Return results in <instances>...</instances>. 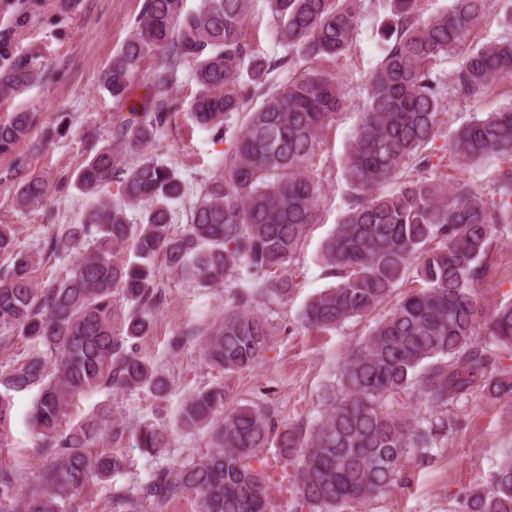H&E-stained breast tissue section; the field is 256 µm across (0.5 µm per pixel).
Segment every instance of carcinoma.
Listing matches in <instances>:
<instances>
[{"label":"carcinoma","instance_id":"carcinoma-1","mask_svg":"<svg viewBox=\"0 0 512 512\" xmlns=\"http://www.w3.org/2000/svg\"><path fill=\"white\" fill-rule=\"evenodd\" d=\"M419 0H388L383 49L366 82L361 118L342 160L346 209L323 240L319 262L336 279L311 296L297 315L306 329L337 330L391 308L367 337L348 350L311 425H282L270 406L238 405L226 412L225 386L190 394L179 412L184 430L207 431L206 452L167 462L168 428L119 420L103 403L72 423L71 398L93 391L146 390L169 394L165 373L141 356L153 313L166 303L155 262L163 259L182 281L211 288L234 280L224 317L170 337L181 348L202 342L207 365L226 375L252 369L264 356L275 323L266 311L299 288L294 266L312 227L320 223L322 184L314 162L323 133L348 99L341 81L321 66L347 55L362 21L363 0H268L286 53L251 55L245 37L248 0H147L145 9L101 82L122 99L142 62L165 60L158 94L112 132L77 171L73 185L92 200L80 224L46 241L51 257H70L44 287L33 278L42 255L17 249L14 231L0 224V255L12 264L0 275V325L40 346L0 374V433L13 398L36 390L28 423L44 464L39 490L20 493V473L0 467V512H81L99 486L112 512H165L181 496L198 512H274L270 477L255 463L270 453L296 492L294 512H359L411 480L410 463H430L437 445L458 427L453 409L477 396L512 400V366L498 351L512 346V301L485 312L476 285L495 243L512 233V165L487 186L448 179L433 164L447 97L467 101L512 72V37L477 48L466 41L494 0H451L427 18ZM12 27L0 31V96L20 95L47 81V72L19 57L12 29L31 17L32 0L6 3ZM461 56L444 80L438 62ZM192 65L195 123L216 140L239 124L224 168L203 184L180 232L171 230V203L185 184L152 155L176 104L168 96L178 69ZM288 71L280 85L270 75ZM36 113L0 120V156L11 157L16 205L35 209L56 189L30 171L18 151ZM65 133L63 120L32 145L38 153ZM448 153L471 171L493 159L512 161V104L460 124ZM122 173V197L101 192ZM142 209L139 224L127 209ZM131 246V256L122 254ZM410 289L398 300L395 292ZM415 399L423 413L407 411ZM131 438L153 462L145 479L114 485L131 473L127 456L92 451L101 436ZM461 512H512V454L490 485H473Z\"/></svg>","mask_w":512,"mask_h":512}]
</instances>
